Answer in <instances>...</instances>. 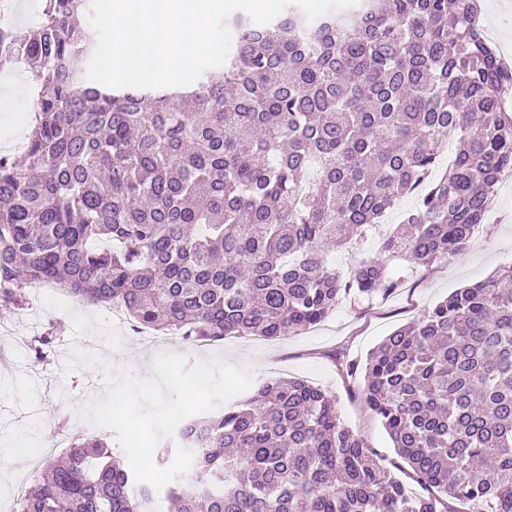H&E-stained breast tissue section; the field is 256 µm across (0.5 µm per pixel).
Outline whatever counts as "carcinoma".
<instances>
[{
    "label": "carcinoma",
    "mask_w": 512,
    "mask_h": 512,
    "mask_svg": "<svg viewBox=\"0 0 512 512\" xmlns=\"http://www.w3.org/2000/svg\"><path fill=\"white\" fill-rule=\"evenodd\" d=\"M479 0H356L307 21L243 14L221 71L191 86L111 88L84 77L88 0H44L0 27V70L32 62L38 89L21 156L0 154V306L56 284L121 306L187 342L283 338L341 298L403 286L374 260L346 275L327 250L356 243L446 172L384 251L412 266L464 250L512 170V71L467 22ZM56 332L30 339L53 356ZM346 372L402 464L344 426L336 397L297 378L190 418L164 444L193 454L161 492L91 436L33 472L18 512H512V265L386 336Z\"/></svg>",
    "instance_id": "obj_1"
}]
</instances>
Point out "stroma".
<instances>
[{
  "instance_id": "obj_1",
  "label": "stroma",
  "mask_w": 512,
  "mask_h": 512,
  "mask_svg": "<svg viewBox=\"0 0 512 512\" xmlns=\"http://www.w3.org/2000/svg\"><path fill=\"white\" fill-rule=\"evenodd\" d=\"M29 73L24 64L0 75V97L15 99L13 105L0 109V150L25 139L32 123L35 92L27 83ZM417 201L414 195L398 199L378 228L368 231L355 248L327 253L343 272L356 259L386 261L390 274L405 277L404 287L383 300L343 298L320 324L282 339L228 337L214 344H193L165 331L157 333L154 343L144 344L139 329L130 325L115 329L108 308L82 302L50 285L26 289L22 309L0 308V458L20 446L34 451L33 456L0 466V512H12L14 499L8 486L28 482L39 461L37 449L50 445L59 454L72 439L85 435L88 422L83 413L105 398L108 381L127 374L152 377L154 358L162 351L183 355L192 364L211 359L246 369L257 386L278 378L307 380L335 396L343 424L386 461H396L387 433L363 399L362 377L348 376L331 359V352L364 360L385 336L416 321L456 289L512 263V181L498 184L482 224L464 251L415 269L386 256L382 241L384 233L402 223ZM52 324L60 328L58 342L76 335L90 344V351L65 368L54 361H39L26 341ZM62 419L67 422L63 428L58 425Z\"/></svg>"
}]
</instances>
